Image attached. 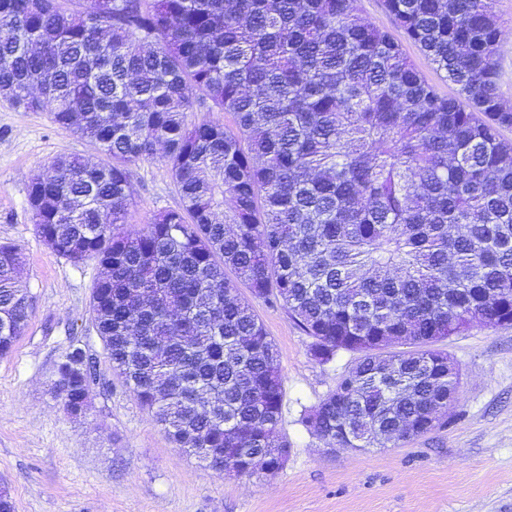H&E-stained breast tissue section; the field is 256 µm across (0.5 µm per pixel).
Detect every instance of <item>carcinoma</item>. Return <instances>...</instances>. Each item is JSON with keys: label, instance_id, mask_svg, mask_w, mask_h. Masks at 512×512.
<instances>
[{"label": "carcinoma", "instance_id": "1", "mask_svg": "<svg viewBox=\"0 0 512 512\" xmlns=\"http://www.w3.org/2000/svg\"><path fill=\"white\" fill-rule=\"evenodd\" d=\"M88 2L0 0V96L107 157L55 158L29 203L55 253L101 265L92 320L140 405L213 469L281 466L280 354L241 281L288 310L319 361L357 355L305 417L328 445L396 448L439 426L460 368L437 343L512 324V106L492 0H386L455 98L355 0ZM196 104L235 128L188 122ZM158 148L181 205L131 229L129 165ZM20 265L0 244L1 356L30 317ZM55 375L81 405L95 362L73 347ZM498 86L502 96L512 101V38L503 39L496 55Z\"/></svg>", "mask_w": 512, "mask_h": 512}]
</instances>
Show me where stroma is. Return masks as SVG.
Returning <instances> with one entry per match:
<instances>
[{"label":"stroma","mask_w":512,"mask_h":512,"mask_svg":"<svg viewBox=\"0 0 512 512\" xmlns=\"http://www.w3.org/2000/svg\"><path fill=\"white\" fill-rule=\"evenodd\" d=\"M95 163L97 145L0 98V244L19 248L28 325L0 356V489L13 512H512V326L473 324L445 347L459 364L446 425L397 448L330 449L302 422L353 364L323 363L286 309L251 299L274 340L284 382L278 471L237 477L184 455L113 371L90 317L96 259L73 264L37 235L31 182L61 155ZM130 223L178 208L161 155L130 166ZM96 362L88 410L67 416L51 390L70 346Z\"/></svg>","instance_id":"35a3bbf8"}]
</instances>
